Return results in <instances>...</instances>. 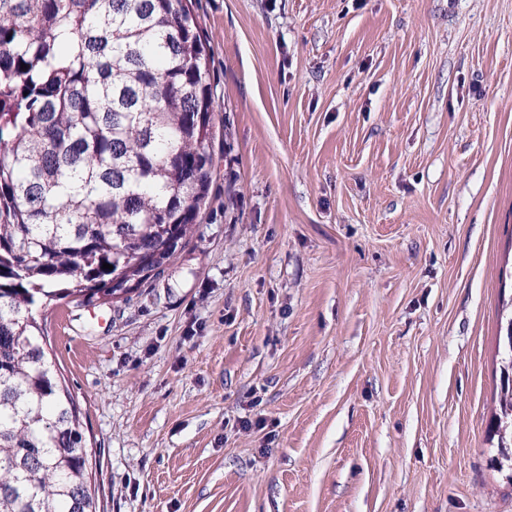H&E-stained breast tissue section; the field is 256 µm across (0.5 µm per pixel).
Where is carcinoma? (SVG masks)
<instances>
[{
    "mask_svg": "<svg viewBox=\"0 0 512 512\" xmlns=\"http://www.w3.org/2000/svg\"><path fill=\"white\" fill-rule=\"evenodd\" d=\"M205 45L193 0H0V512H96L36 313L116 301L113 281L157 278L193 233L213 166ZM498 347L503 448L512 317Z\"/></svg>",
    "mask_w": 512,
    "mask_h": 512,
    "instance_id": "cac0c4a2",
    "label": "carcinoma"
}]
</instances>
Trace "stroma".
<instances>
[{"label":"stroma","instance_id":"35a3bbf8","mask_svg":"<svg viewBox=\"0 0 512 512\" xmlns=\"http://www.w3.org/2000/svg\"><path fill=\"white\" fill-rule=\"evenodd\" d=\"M209 204L38 315L98 512H512V0H198ZM498 348L502 349L499 412L492 419L488 432L498 437L500 448H506L508 435L512 442V316L500 328Z\"/></svg>","mask_w":512,"mask_h":512}]
</instances>
